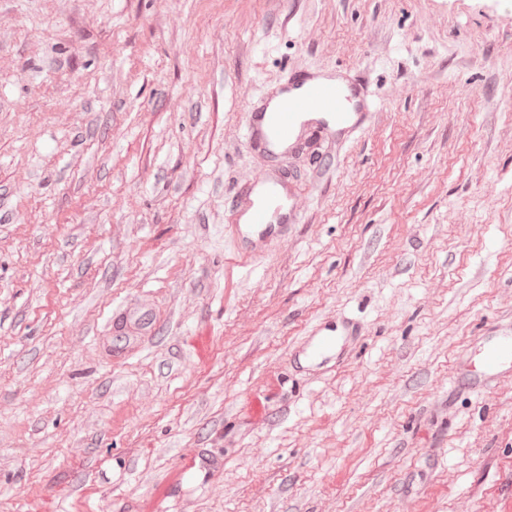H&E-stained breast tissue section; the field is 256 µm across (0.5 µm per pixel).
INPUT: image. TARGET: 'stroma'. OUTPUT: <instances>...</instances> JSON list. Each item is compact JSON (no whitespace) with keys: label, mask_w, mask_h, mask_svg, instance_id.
I'll return each instance as SVG.
<instances>
[{"label":"stroma","mask_w":512,"mask_h":512,"mask_svg":"<svg viewBox=\"0 0 512 512\" xmlns=\"http://www.w3.org/2000/svg\"><path fill=\"white\" fill-rule=\"evenodd\" d=\"M315 73L366 129L249 148ZM503 335L512 0H0V512H512ZM282 193L281 186L278 183H267L263 197L260 200L253 201L249 207V221L247 220V215H242L240 219L241 230V224H248L249 222L253 230V237L273 235L276 231V226L279 224H271L272 217L274 211L282 209L281 205H276ZM481 374L470 376V385L476 387L483 380L512 368V336H497L482 349L479 361Z\"/></svg>","instance_id":"stroma-1"}]
</instances>
